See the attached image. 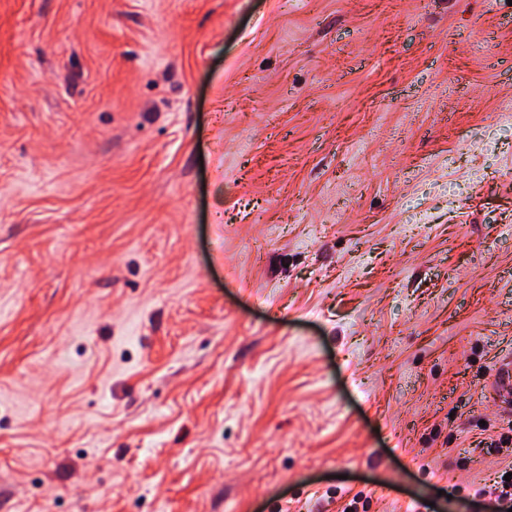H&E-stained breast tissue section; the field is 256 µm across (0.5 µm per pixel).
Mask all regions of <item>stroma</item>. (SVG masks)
I'll return each mask as SVG.
<instances>
[{
    "mask_svg": "<svg viewBox=\"0 0 512 512\" xmlns=\"http://www.w3.org/2000/svg\"><path fill=\"white\" fill-rule=\"evenodd\" d=\"M507 0H0V512H497Z\"/></svg>",
    "mask_w": 512,
    "mask_h": 512,
    "instance_id": "1",
    "label": "stroma"
}]
</instances>
